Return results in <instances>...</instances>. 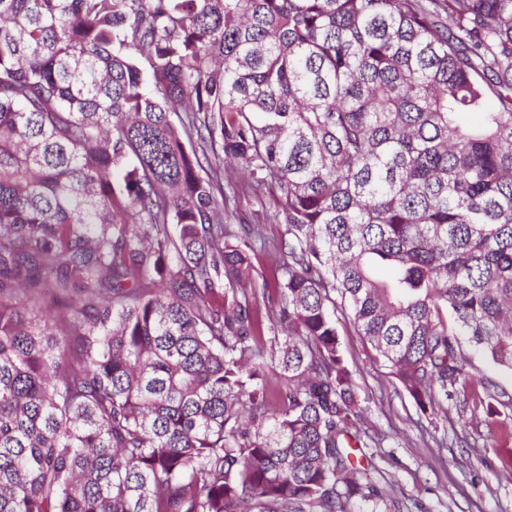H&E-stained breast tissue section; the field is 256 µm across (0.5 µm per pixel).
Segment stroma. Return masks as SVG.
I'll return each mask as SVG.
<instances>
[{
    "label": "stroma",
    "instance_id": "1",
    "mask_svg": "<svg viewBox=\"0 0 512 512\" xmlns=\"http://www.w3.org/2000/svg\"><path fill=\"white\" fill-rule=\"evenodd\" d=\"M337 327L366 415L385 437L368 472L385 499L366 512H512V468L501 462L507 437L498 418L460 395L447 414L434 416L432 435L422 434L416 406L370 344L347 319ZM464 355L476 391L512 400V371L472 349Z\"/></svg>",
    "mask_w": 512,
    "mask_h": 512
}]
</instances>
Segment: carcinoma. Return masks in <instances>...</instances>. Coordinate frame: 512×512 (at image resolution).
Returning a JSON list of instances; mask_svg holds the SVG:
<instances>
[{
    "mask_svg": "<svg viewBox=\"0 0 512 512\" xmlns=\"http://www.w3.org/2000/svg\"><path fill=\"white\" fill-rule=\"evenodd\" d=\"M340 313L512 370V0H0V512H361ZM263 205H261L260 200ZM274 200L266 190L258 192L257 197L242 199L236 210V220L231 219L232 224H239V219L246 224L266 222L267 216L274 210Z\"/></svg>",
    "mask_w": 512,
    "mask_h": 512,
    "instance_id": "cac0c4a2",
    "label": "carcinoma"
}]
</instances>
